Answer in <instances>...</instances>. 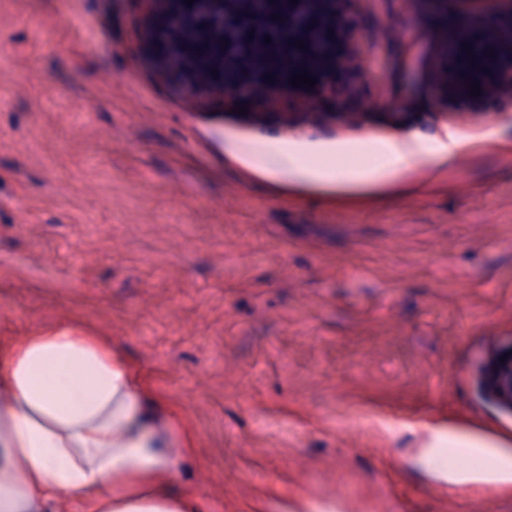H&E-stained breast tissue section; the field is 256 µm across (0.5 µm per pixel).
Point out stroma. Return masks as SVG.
<instances>
[{"label":"stroma","mask_w":512,"mask_h":512,"mask_svg":"<svg viewBox=\"0 0 512 512\" xmlns=\"http://www.w3.org/2000/svg\"><path fill=\"white\" fill-rule=\"evenodd\" d=\"M146 0H0V336H112L194 426L212 512H512L427 455L512 452L480 372L512 345V98L422 108L460 147L339 198L257 167L284 141L173 97L137 59ZM311 165L362 151L319 127Z\"/></svg>","instance_id":"35a3bbf8"}]
</instances>
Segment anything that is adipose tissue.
Returning <instances> with one entry per match:
<instances>
[{
    "label": "adipose tissue",
    "instance_id": "obj_1",
    "mask_svg": "<svg viewBox=\"0 0 512 512\" xmlns=\"http://www.w3.org/2000/svg\"><path fill=\"white\" fill-rule=\"evenodd\" d=\"M359 170L310 167L295 147L261 159L262 171L348 191L390 184L455 139H365ZM197 435L180 407L145 380L111 337L77 325L0 338V512H209L198 490L178 487ZM482 465L456 483L512 486V456L449 436Z\"/></svg>",
    "mask_w": 512,
    "mask_h": 512
}]
</instances>
